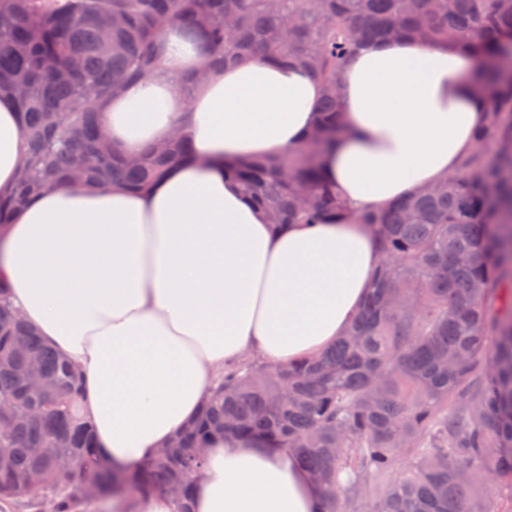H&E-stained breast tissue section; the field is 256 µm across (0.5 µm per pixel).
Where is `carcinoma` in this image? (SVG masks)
I'll return each instance as SVG.
<instances>
[{"instance_id":"1","label":"carcinoma","mask_w":512,"mask_h":512,"mask_svg":"<svg viewBox=\"0 0 512 512\" xmlns=\"http://www.w3.org/2000/svg\"><path fill=\"white\" fill-rule=\"evenodd\" d=\"M168 23L199 41L205 70L178 80L189 97L243 56L299 64L323 88L305 143L234 169L271 224L355 220L375 231L380 265L347 333L321 356L250 361L224 373L202 415L169 448L120 472L141 494L177 485L180 512L212 432L262 438L296 455L323 490L321 512H512V0H0V94H11L27 143L11 207L64 182L147 187L188 156L180 134L122 157L99 106L157 65ZM411 35L483 62L476 91L487 126L457 173L379 211L351 215L322 172L347 131L338 77L364 42ZM490 143L495 159L482 148ZM39 354L45 386L21 379ZM79 374L0 300V400L15 418L0 440V500L54 512L112 498V460L80 406Z\"/></svg>"}]
</instances>
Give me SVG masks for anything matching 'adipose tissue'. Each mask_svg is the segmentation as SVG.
<instances>
[{
  "label": "adipose tissue",
  "instance_id": "1",
  "mask_svg": "<svg viewBox=\"0 0 512 512\" xmlns=\"http://www.w3.org/2000/svg\"><path fill=\"white\" fill-rule=\"evenodd\" d=\"M168 27L156 69L105 101L107 140L136 154L176 129L195 160L143 191L57 186L0 226V283L42 340L78 364L96 445L116 464L151 459L194 421L226 367L253 355L288 364L341 336L380 257L364 224L267 223L231 163L298 148L316 121L305 70L247 58L191 97L203 66ZM470 55L410 38L371 43L343 66L348 135L323 174L352 211L381 208L458 167L485 124ZM15 98L0 96V199L24 153ZM191 512H319L322 494L292 454L220 434L204 443Z\"/></svg>",
  "mask_w": 512,
  "mask_h": 512
}]
</instances>
